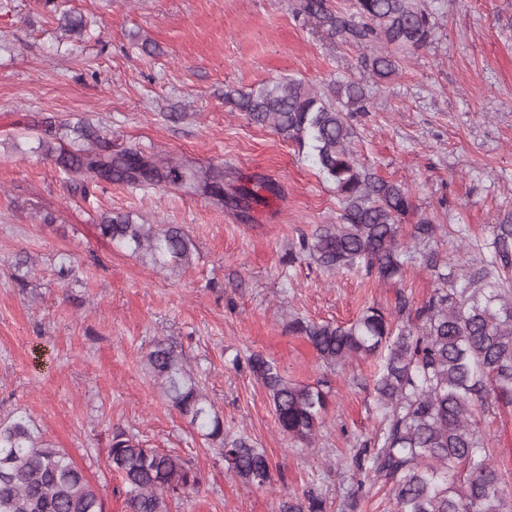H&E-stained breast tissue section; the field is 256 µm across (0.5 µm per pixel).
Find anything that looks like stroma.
Wrapping results in <instances>:
<instances>
[{
  "instance_id": "obj_1",
  "label": "stroma",
  "mask_w": 512,
  "mask_h": 512,
  "mask_svg": "<svg viewBox=\"0 0 512 512\" xmlns=\"http://www.w3.org/2000/svg\"><path fill=\"white\" fill-rule=\"evenodd\" d=\"M297 0H0V417L29 413L96 485L105 512H127L106 468L114 432L178 454L201 477L198 492L170 497L168 512H281L312 493L342 512L356 487L349 452L380 429L377 359L329 367L290 332L297 318L344 324L397 295L426 299L430 271L384 283L289 263L300 233L336 223L333 185L307 152L251 125L224 98L295 78L323 90L350 77L366 89L351 120L353 149L371 173L412 192L415 224L462 263L512 224V0H427L429 43L398 75L375 83L362 50L326 23L297 17ZM83 16L73 38L60 15ZM93 131L113 153L162 155L224 171V202L146 180L102 181L82 195L79 174L42 154ZM273 185L237 203L240 187ZM122 212L140 224H176L193 239V264H143L97 229ZM465 225L467 238L455 233ZM77 259L60 277L63 257ZM176 348L230 434L265 449L272 481L245 487L172 410L145 367L157 342ZM260 353L300 384L321 383L330 406L312 447L284 435L246 359ZM512 503V405L481 416Z\"/></svg>"
}]
</instances>
